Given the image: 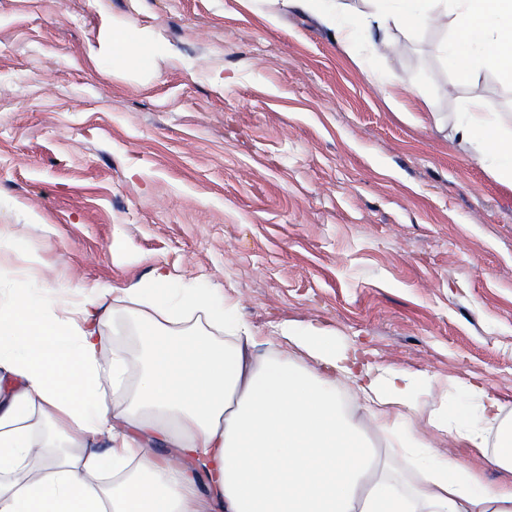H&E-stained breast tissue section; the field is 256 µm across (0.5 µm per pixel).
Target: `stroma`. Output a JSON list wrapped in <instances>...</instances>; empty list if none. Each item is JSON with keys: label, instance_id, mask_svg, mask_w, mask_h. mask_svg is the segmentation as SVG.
<instances>
[{"label": "stroma", "instance_id": "1", "mask_svg": "<svg viewBox=\"0 0 512 512\" xmlns=\"http://www.w3.org/2000/svg\"><path fill=\"white\" fill-rule=\"evenodd\" d=\"M138 22L112 48L113 21ZM338 42L285 0H0V254L16 281L114 301L165 267L265 344L315 324L429 374L420 421L482 384L512 420V187L454 135L466 99L512 130V86L469 82L432 25ZM97 57H90V50ZM395 86V105L378 87Z\"/></svg>", "mask_w": 512, "mask_h": 512}]
</instances>
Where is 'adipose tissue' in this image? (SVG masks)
<instances>
[{
	"label": "adipose tissue",
	"mask_w": 512,
	"mask_h": 512,
	"mask_svg": "<svg viewBox=\"0 0 512 512\" xmlns=\"http://www.w3.org/2000/svg\"><path fill=\"white\" fill-rule=\"evenodd\" d=\"M358 17L406 34L445 20L447 63L512 83V0H371ZM455 134L512 184V133L491 102L468 100ZM124 294L140 338L129 391L125 355L102 348L105 290L74 307L29 285L0 296V512H512V483H482L434 451L443 439L480 450L493 436L492 463L512 471V424L481 385L469 387L475 412L429 418L426 437L414 417L430 376L376 372L315 325H282L258 352L231 303L173 287L161 266ZM198 311L209 331L178 329ZM290 347L314 368L292 363ZM371 424L392 431L417 483L375 448Z\"/></svg>",
	"instance_id": "adipose-tissue-1"
}]
</instances>
